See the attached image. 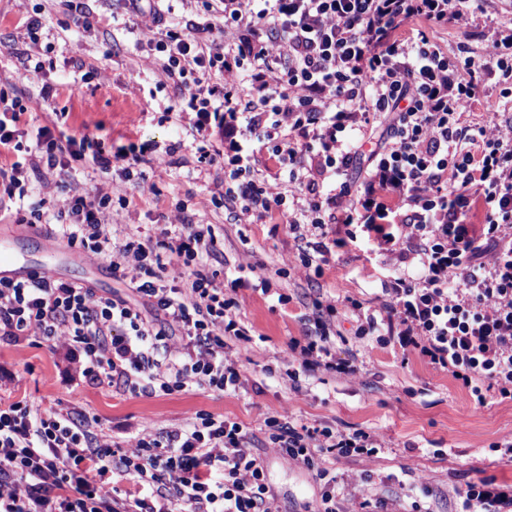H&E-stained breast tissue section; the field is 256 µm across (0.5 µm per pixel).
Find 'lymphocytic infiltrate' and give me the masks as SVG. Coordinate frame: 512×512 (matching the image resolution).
Masks as SVG:
<instances>
[{"label":"lymphocytic infiltrate","mask_w":512,"mask_h":512,"mask_svg":"<svg viewBox=\"0 0 512 512\" xmlns=\"http://www.w3.org/2000/svg\"><path fill=\"white\" fill-rule=\"evenodd\" d=\"M136 41L159 52L172 106L211 161L228 172L223 197L243 224L278 213L323 256L367 235L394 267L379 310L358 316L359 336L386 333L470 390L512 401V0H210V17L166 25L167 0H123ZM465 29L455 53L433 30ZM492 43L479 55L472 42ZM492 118L464 121L486 90ZM270 143L284 180L269 183L240 139ZM90 136L37 130V154L0 167V200L23 191L31 172L84 160ZM58 232L109 260L155 314L144 319L121 296L46 276L0 278V339L36 334L65 346L69 368L89 385L165 394L197 386L233 392L259 356L232 360L225 337L249 340L239 305L206 270L216 242L208 225L178 208L160 240L121 235L112 187H62ZM405 213L387 223L388 201ZM180 285L165 287L168 265ZM316 337L290 379L353 373L332 353L334 300L315 301ZM187 341L171 351L168 327ZM271 441L322 483L315 512H339L348 491L328 458L373 457L381 443L363 430L265 420ZM123 474L134 498L112 492ZM458 512H512V489L493 480L454 491ZM0 512H278L263 466L242 426L209 414L114 450L86 411L0 404Z\"/></svg>","instance_id":"1"}]
</instances>
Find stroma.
<instances>
[{
	"label": "stroma",
	"instance_id": "35a3bbf8",
	"mask_svg": "<svg viewBox=\"0 0 512 512\" xmlns=\"http://www.w3.org/2000/svg\"><path fill=\"white\" fill-rule=\"evenodd\" d=\"M82 3L98 19L92 28L77 24L60 0H0V77L21 70L27 53L43 63L34 81L18 87L24 107L18 126L25 133V148L35 149L38 126L53 124L70 134H96L93 148L105 153L116 139L138 148L175 142L180 148L173 160L132 166L126 178L120 168L101 172L87 160L44 178L30 177L19 209L41 206L42 233L20 242L17 252L35 264L60 243L53 227V202L62 184L82 191L108 182L119 186L122 199L111 207L121 231L129 234L159 235L172 221L176 205L185 204L210 224L218 240L219 248L207 262L217 285L229 287L239 276L249 280V287L239 289L234 298L242 323L263 336V353L237 391L194 386L148 394L72 379L63 351L41 336L2 340L0 397L8 402L25 398L57 409L81 408L95 416L124 451L135 446L143 431L176 427L198 413L237 422L264 466L278 512H312L321 494L314 472L283 456L268 437L266 418L282 412L299 424L378 434L382 446L372 458L328 463L337 482L350 485L358 496L407 505L418 496L424 479L434 490L433 512H455L454 488L483 478L512 483V460L495 449L496 442L512 436V402L491 397L484 405L471 406L467 390L448 372L403 352L396 343L357 336L353 313L343 305L334 319V350L340 358L357 357L358 371L303 376L299 390H292L288 373L298 363L289 343L304 345L314 335V301L347 298L363 309H377L390 257L375 255L361 238L304 269L299 255L306 243L286 224L231 220L223 202L213 196L224 167L210 163L207 145L194 140L171 112L173 90L148 49L137 45L122 0ZM33 17L41 22L34 42L26 29ZM45 84L53 88L47 104L39 96ZM76 254L79 261L63 270V280L134 300L110 267L91 268L94 254L81 248ZM263 278L270 284L266 293L255 287Z\"/></svg>",
	"mask_w": 512,
	"mask_h": 512
}]
</instances>
